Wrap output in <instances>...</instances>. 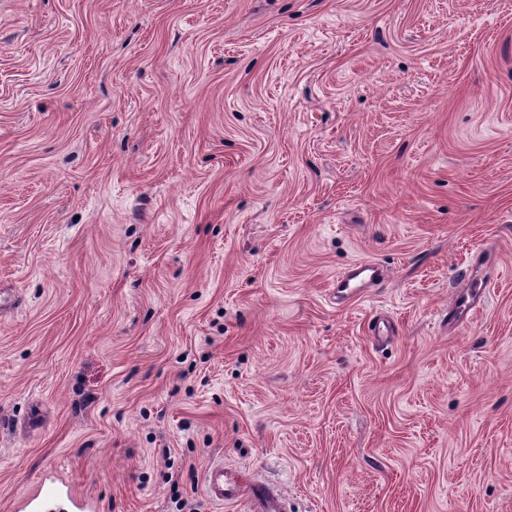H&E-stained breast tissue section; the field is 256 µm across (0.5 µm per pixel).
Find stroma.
Listing matches in <instances>:
<instances>
[{"instance_id":"stroma-1","label":"stroma","mask_w":512,"mask_h":512,"mask_svg":"<svg viewBox=\"0 0 512 512\" xmlns=\"http://www.w3.org/2000/svg\"><path fill=\"white\" fill-rule=\"evenodd\" d=\"M215 461L512 512V0H0V512ZM364 273L368 275L370 288L379 284L381 280L379 268L372 262L364 261L356 264L346 274L338 278L336 282V288H344L345 290H349V294L352 296L359 294V290L357 288H362V286L355 283L354 281Z\"/></svg>"}]
</instances>
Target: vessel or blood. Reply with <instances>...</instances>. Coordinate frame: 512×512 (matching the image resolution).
Here are the masks:
<instances>
[{"mask_svg": "<svg viewBox=\"0 0 512 512\" xmlns=\"http://www.w3.org/2000/svg\"><path fill=\"white\" fill-rule=\"evenodd\" d=\"M367 275L370 285H378L381 274L378 267L369 261L356 264L338 278L337 287L357 295V278ZM205 492L213 502L237 504L244 512H287V495L281 487L257 479L242 480L225 471L223 464H210L204 474ZM58 498L66 499L70 512H95V504L86 502L77 490L68 487L49 486L29 499V512H49L50 503Z\"/></svg>", "mask_w": 512, "mask_h": 512, "instance_id": "b4317fda", "label": "vessel or blood"}]
</instances>
